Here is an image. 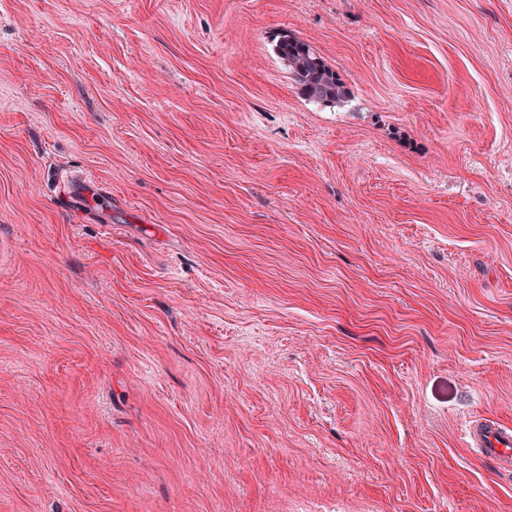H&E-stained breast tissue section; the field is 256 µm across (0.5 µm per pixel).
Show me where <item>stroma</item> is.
Instances as JSON below:
<instances>
[{
    "mask_svg": "<svg viewBox=\"0 0 512 512\" xmlns=\"http://www.w3.org/2000/svg\"><path fill=\"white\" fill-rule=\"evenodd\" d=\"M476 419L512 0H0V512H512ZM276 53L302 93L314 101L328 104L346 102L350 90L321 56L305 41L284 35Z\"/></svg>",
    "mask_w": 512,
    "mask_h": 512,
    "instance_id": "1",
    "label": "stroma"
}]
</instances>
